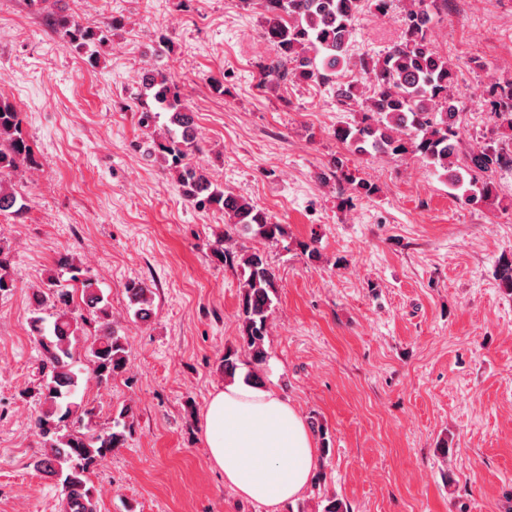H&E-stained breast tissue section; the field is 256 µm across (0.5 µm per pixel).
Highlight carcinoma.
Instances as JSON below:
<instances>
[{
    "label": "carcinoma",
    "instance_id": "1",
    "mask_svg": "<svg viewBox=\"0 0 512 512\" xmlns=\"http://www.w3.org/2000/svg\"><path fill=\"white\" fill-rule=\"evenodd\" d=\"M253 1L262 9V37L274 48V57L261 67L259 86L285 87L293 82L336 85L339 110L357 116L335 130L336 138L351 152L416 156L448 181L462 204H494L498 198L494 176L502 169L512 170V149L489 144L461 151L459 112L451 96L457 70L432 35L440 15L448 13V0H408L401 17L402 39L376 59L362 63L368 74L366 84L359 79L349 84L339 81V74L350 68L354 22L366 10L387 13L393 0H242ZM119 25L121 20L116 17L94 27L67 14L50 18V26L67 45L85 54L91 65L97 63L98 48ZM141 85L153 105L139 112V125L152 130L160 113L170 114V127L153 142V152L175 173L188 204L198 211L224 215V234L215 241L211 256L224 265L237 262L246 270L240 291L239 339L241 350L258 368L267 360L265 338L276 275L264 252L254 250L239 256L225 244L234 233L276 243L285 229L247 199L224 192L192 161L197 150L194 118L173 80L157 68H146ZM484 98L491 113L512 128V81L490 84ZM36 164L33 148L21 131L20 112L1 97L0 175ZM334 167L358 193L368 197L376 193L372 183L356 180L343 159L336 158ZM25 211L23 198L0 178V214L20 217ZM57 266L80 288L86 314H74L69 285L52 270L45 287L32 293L30 330L42 354L43 409L36 425L44 444L33 467L63 487L66 512H95L91 468L106 453L125 444L132 423L126 421L129 410L123 408L118 414L122 430L99 435L81 431L84 421L92 420L95 412L79 396L82 368L78 348L85 336L84 324L90 319L97 325V333L84 353L102 385L126 373V342L112 318L111 304L83 264L62 255ZM13 288L9 255L0 246V293ZM126 293L135 307L134 315L148 319L151 288L133 280L126 284Z\"/></svg>",
    "mask_w": 512,
    "mask_h": 512
}]
</instances>
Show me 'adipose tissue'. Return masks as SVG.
Returning <instances> with one entry per match:
<instances>
[{
  "mask_svg": "<svg viewBox=\"0 0 512 512\" xmlns=\"http://www.w3.org/2000/svg\"><path fill=\"white\" fill-rule=\"evenodd\" d=\"M211 466L267 512H281L309 485L319 450L308 424L272 387L232 381L215 388L201 419Z\"/></svg>",
  "mask_w": 512,
  "mask_h": 512,
  "instance_id": "obj_1",
  "label": "adipose tissue"
}]
</instances>
